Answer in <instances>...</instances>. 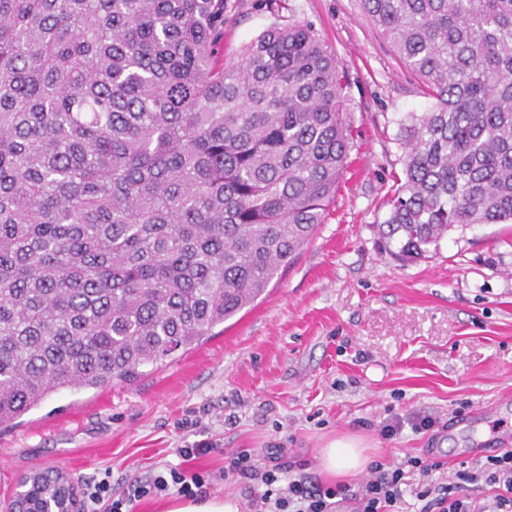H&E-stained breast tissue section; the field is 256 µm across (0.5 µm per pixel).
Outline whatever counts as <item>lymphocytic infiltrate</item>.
I'll use <instances>...</instances> for the list:
<instances>
[{
  "instance_id": "obj_1",
  "label": "lymphocytic infiltrate",
  "mask_w": 512,
  "mask_h": 512,
  "mask_svg": "<svg viewBox=\"0 0 512 512\" xmlns=\"http://www.w3.org/2000/svg\"><path fill=\"white\" fill-rule=\"evenodd\" d=\"M441 467V462L409 455L395 466L372 464L357 486L323 487L309 481L302 462L283 463L272 453L261 464L251 450L242 449L229 456L218 478L255 482L258 491L249 502L251 512H395L405 471L412 468L427 477L417 494L419 512H512L511 449L487 457L479 467H462L449 483L430 482V474ZM172 489L198 501L206 497L208 483L186 467L171 468L131 480L117 495L109 481L88 483L82 496L87 503H107L108 512H134L142 499Z\"/></svg>"
}]
</instances>
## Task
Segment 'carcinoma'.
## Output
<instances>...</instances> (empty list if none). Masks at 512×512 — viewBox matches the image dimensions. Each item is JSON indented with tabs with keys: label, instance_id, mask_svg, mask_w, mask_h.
Instances as JSON below:
<instances>
[{
	"label": "carcinoma",
	"instance_id": "cac0c4a2",
	"mask_svg": "<svg viewBox=\"0 0 512 512\" xmlns=\"http://www.w3.org/2000/svg\"><path fill=\"white\" fill-rule=\"evenodd\" d=\"M432 100L383 237L512 223V0H361ZM231 0H0V424L129 383L251 306L324 223L345 71L308 23L221 59Z\"/></svg>",
	"mask_w": 512,
	"mask_h": 512
}]
</instances>
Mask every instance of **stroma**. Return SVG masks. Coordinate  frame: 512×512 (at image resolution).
Masks as SVG:
<instances>
[{"instance_id":"stroma-1","label":"stroma","mask_w":512,"mask_h":512,"mask_svg":"<svg viewBox=\"0 0 512 512\" xmlns=\"http://www.w3.org/2000/svg\"><path fill=\"white\" fill-rule=\"evenodd\" d=\"M224 58L273 24H311L349 79L348 167L324 224L255 305L224 331L182 349L131 383L63 390L0 426V507L20 481L60 469L81 488L113 491L159 466L208 476L240 448L307 461L362 437L369 460L408 455L485 462L512 448V224L451 231L436 251L403 262L380 226L394 176L400 120L431 101L363 12L359 0H238ZM430 416L417 430L414 418ZM400 418L391 438L381 426ZM209 446L186 462L182 447Z\"/></svg>"}]
</instances>
